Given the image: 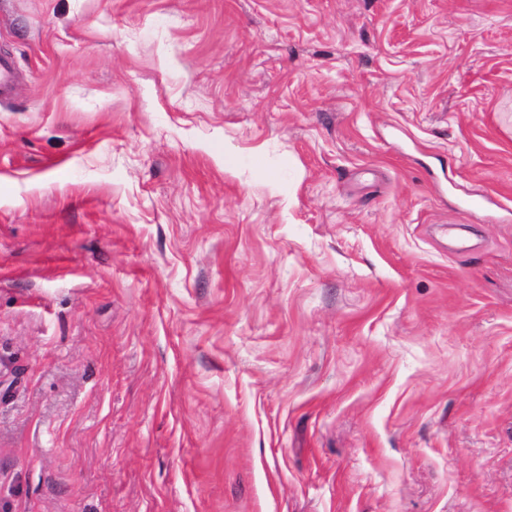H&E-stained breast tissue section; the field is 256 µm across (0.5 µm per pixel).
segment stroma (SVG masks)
Returning <instances> with one entry per match:
<instances>
[{
    "label": "stroma",
    "mask_w": 512,
    "mask_h": 512,
    "mask_svg": "<svg viewBox=\"0 0 512 512\" xmlns=\"http://www.w3.org/2000/svg\"><path fill=\"white\" fill-rule=\"evenodd\" d=\"M0 57V512H512V0H0Z\"/></svg>",
    "instance_id": "1"
}]
</instances>
